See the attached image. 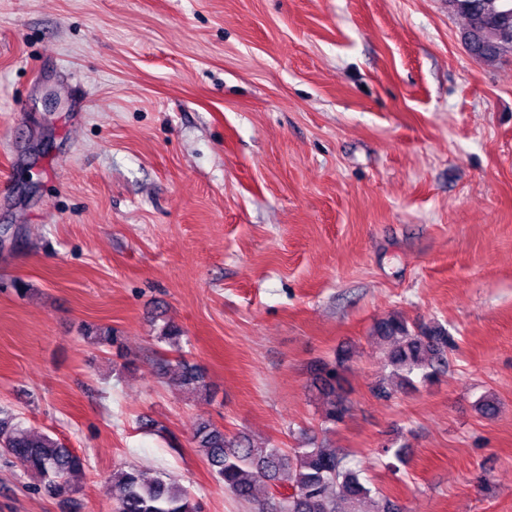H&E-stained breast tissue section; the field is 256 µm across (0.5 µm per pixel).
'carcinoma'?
I'll use <instances>...</instances> for the list:
<instances>
[{
	"label": "carcinoma",
	"mask_w": 512,
	"mask_h": 512,
	"mask_svg": "<svg viewBox=\"0 0 512 512\" xmlns=\"http://www.w3.org/2000/svg\"><path fill=\"white\" fill-rule=\"evenodd\" d=\"M448 9L465 18L461 38L473 55L492 64L512 53V0H448ZM376 335L391 367L393 382L383 381L378 386L379 392L387 395L412 385L413 374L425 381L433 379L448 366V351L456 347L447 328L411 324L397 314L380 321ZM182 337V329L168 322L158 339L179 354ZM89 339L107 349L118 344L108 328L90 332ZM341 366V361L331 367L325 365L317 373L321 389L332 396L322 410L327 424L342 421L349 411L336 395L341 388ZM160 374L187 392L208 393L202 370L184 358L173 371L162 364ZM193 439L212 478L237 500L254 505V512H342L339 496L350 512H358L364 505L370 512H396L389 500L372 496V489L361 481L348 454L336 448L286 451L270 442L256 443L245 435L229 436L209 421L197 425ZM0 454L35 478L37 489L57 498H67L76 491L74 478L87 466L85 456L48 434L25 428L2 410ZM284 476L291 483V493L256 499L259 484H273ZM107 492L112 497L113 512H202L200 503L186 488L160 476L147 479L134 466L113 472Z\"/></svg>",
	"instance_id": "cac0c4a2"
}]
</instances>
